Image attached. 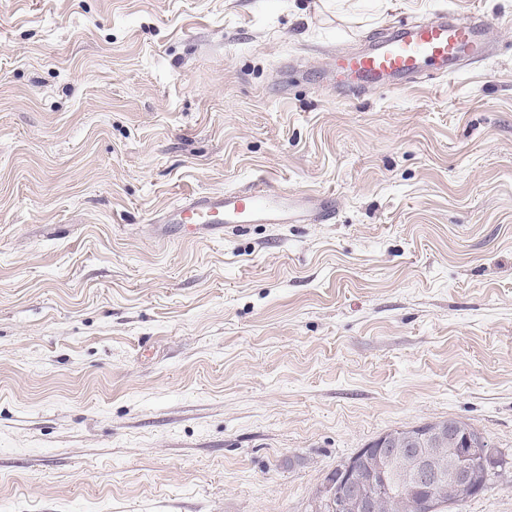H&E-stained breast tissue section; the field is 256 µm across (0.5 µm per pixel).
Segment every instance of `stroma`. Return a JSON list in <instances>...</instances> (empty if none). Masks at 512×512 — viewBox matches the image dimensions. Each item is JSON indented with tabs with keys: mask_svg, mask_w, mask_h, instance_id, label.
Masks as SVG:
<instances>
[{
	"mask_svg": "<svg viewBox=\"0 0 512 512\" xmlns=\"http://www.w3.org/2000/svg\"><path fill=\"white\" fill-rule=\"evenodd\" d=\"M444 12L489 57L331 85ZM254 182L335 217L157 222ZM448 418L512 459V0H0V512H306Z\"/></svg>",
	"mask_w": 512,
	"mask_h": 512,
	"instance_id": "stroma-1",
	"label": "stroma"
}]
</instances>
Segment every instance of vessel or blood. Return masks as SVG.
Returning a JSON list of instances; mask_svg holds the SVG:
<instances>
[{
  "mask_svg": "<svg viewBox=\"0 0 512 512\" xmlns=\"http://www.w3.org/2000/svg\"><path fill=\"white\" fill-rule=\"evenodd\" d=\"M488 51L484 23L478 14L460 19L442 15L427 23L388 29L385 37L355 50L336 54L337 72L348 86L405 85L425 72L445 76L462 62L480 59ZM332 202L310 209L307 198L277 191L261 183L216 195L183 199L161 216L164 224L181 225L185 235L222 236L225 229L248 224H296L333 217Z\"/></svg>",
  "mask_w": 512,
  "mask_h": 512,
  "instance_id": "1",
  "label": "vessel or blood"
}]
</instances>
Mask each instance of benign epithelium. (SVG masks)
Returning a JSON list of instances; mask_svg holds the SVG:
<instances>
[{
	"instance_id": "benign-epithelium-1",
	"label": "benign epithelium",
	"mask_w": 512,
	"mask_h": 512,
	"mask_svg": "<svg viewBox=\"0 0 512 512\" xmlns=\"http://www.w3.org/2000/svg\"><path fill=\"white\" fill-rule=\"evenodd\" d=\"M408 448L385 438L375 459L358 451L339 467L336 483L324 482L316 489L309 510L328 503L340 512H378V487L389 495L413 492L424 485L448 486V492L463 497L482 491L487 480L499 472L483 435L458 419L427 435L406 434ZM482 458L477 469L470 460Z\"/></svg>"
}]
</instances>
